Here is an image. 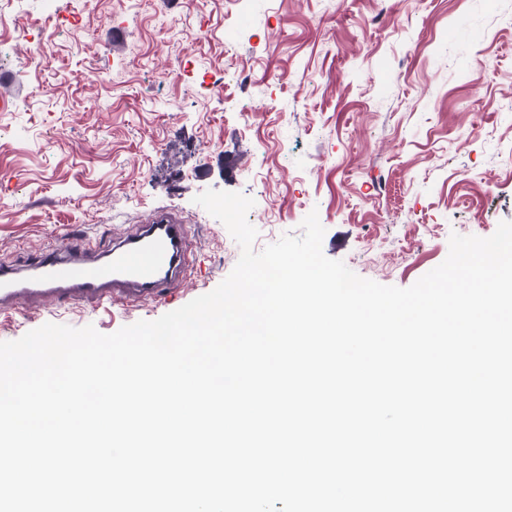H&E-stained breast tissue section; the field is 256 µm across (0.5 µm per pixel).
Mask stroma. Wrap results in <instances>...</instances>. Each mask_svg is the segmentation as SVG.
Listing matches in <instances>:
<instances>
[{
	"label": "stroma",
	"instance_id": "1",
	"mask_svg": "<svg viewBox=\"0 0 512 512\" xmlns=\"http://www.w3.org/2000/svg\"><path fill=\"white\" fill-rule=\"evenodd\" d=\"M209 188L254 199V250L314 211L326 257L410 287L451 233L512 221V0H0V265L162 209L192 247L164 298L7 309L0 341L212 291L240 247L194 204Z\"/></svg>",
	"mask_w": 512,
	"mask_h": 512
}]
</instances>
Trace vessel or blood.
Wrapping results in <instances>:
<instances>
[{"instance_id": "vessel-or-blood-1", "label": "vessel or blood", "mask_w": 512, "mask_h": 512, "mask_svg": "<svg viewBox=\"0 0 512 512\" xmlns=\"http://www.w3.org/2000/svg\"><path fill=\"white\" fill-rule=\"evenodd\" d=\"M88 244L73 240L41 252L35 262L0 267V305L13 306L39 297L59 308L92 303L159 299L176 286L188 252L182 222L161 214L135 235L113 245L105 259L89 257Z\"/></svg>"}]
</instances>
